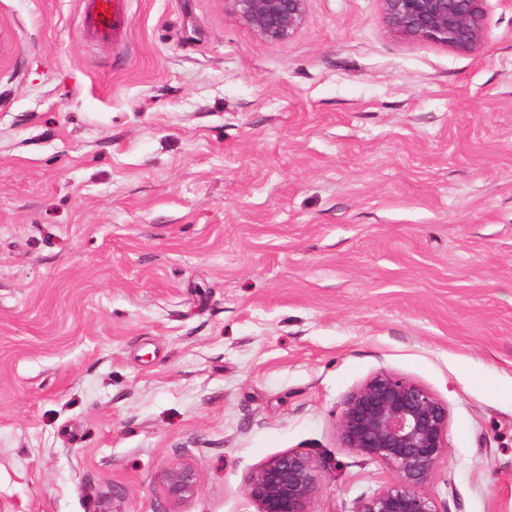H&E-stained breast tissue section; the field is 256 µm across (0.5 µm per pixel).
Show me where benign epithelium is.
<instances>
[{
  "label": "benign epithelium",
  "instance_id": "obj_1",
  "mask_svg": "<svg viewBox=\"0 0 512 512\" xmlns=\"http://www.w3.org/2000/svg\"><path fill=\"white\" fill-rule=\"evenodd\" d=\"M308 0H224L225 7L269 42L304 23ZM384 19L398 36L476 52L487 41L488 0H381ZM337 429L343 447L369 460L398 466V477L354 512H438L425 485L448 456V411L421 385L388 370L371 376L346 401ZM317 462L288 451L273 457L246 482L257 512H312ZM197 480L189 465L163 475L169 500L178 505Z\"/></svg>",
  "mask_w": 512,
  "mask_h": 512
}]
</instances>
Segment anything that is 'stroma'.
<instances>
[{"label": "stroma", "mask_w": 512, "mask_h": 512, "mask_svg": "<svg viewBox=\"0 0 512 512\" xmlns=\"http://www.w3.org/2000/svg\"><path fill=\"white\" fill-rule=\"evenodd\" d=\"M82 18L0 0V512H257L288 451L354 512L397 478L337 431L382 369L448 410L438 512H512V0L472 53L380 0L276 43L222 0ZM127 0H84V25L102 39H116L125 25ZM197 480L195 469L189 465L174 467L163 475L164 486L169 500L178 505L193 491Z\"/></svg>", "instance_id": "stroma-1"}]
</instances>
